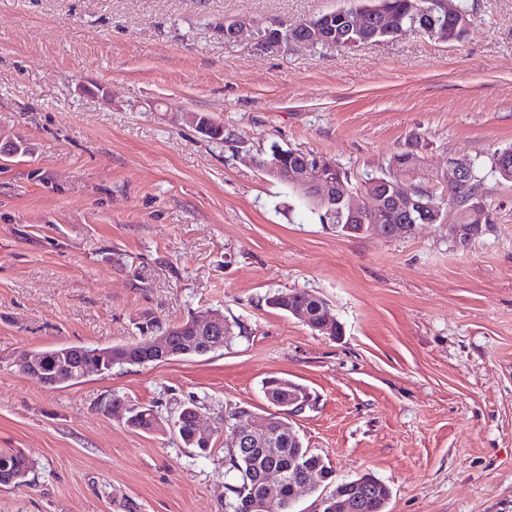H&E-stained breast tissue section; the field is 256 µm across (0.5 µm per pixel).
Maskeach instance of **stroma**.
<instances>
[{
  "mask_svg": "<svg viewBox=\"0 0 512 512\" xmlns=\"http://www.w3.org/2000/svg\"><path fill=\"white\" fill-rule=\"evenodd\" d=\"M448 43L409 32L352 48L224 39L229 19L292 25L343 0H0V453L34 464L0 512H225L210 453L107 411L196 402L269 410L264 380L315 395L292 421L335 481L370 473L388 512H512V184L468 246L443 224L348 236L254 164L271 144L351 181L418 141L442 173L512 145V0H467ZM213 117V140L186 113ZM323 298L332 338L270 307ZM220 310L242 326L202 357L114 366L47 388L27 351L135 341Z\"/></svg>",
  "mask_w": 512,
  "mask_h": 512,
  "instance_id": "1",
  "label": "stroma"
}]
</instances>
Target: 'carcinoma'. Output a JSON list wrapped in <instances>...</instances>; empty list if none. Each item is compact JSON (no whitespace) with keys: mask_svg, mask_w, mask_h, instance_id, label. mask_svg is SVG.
I'll return each mask as SVG.
<instances>
[{"mask_svg":"<svg viewBox=\"0 0 512 512\" xmlns=\"http://www.w3.org/2000/svg\"><path fill=\"white\" fill-rule=\"evenodd\" d=\"M432 0H350V6L342 8L348 12L352 9L365 8L370 5H383L393 14L396 23L403 27H409L413 22H421L427 18L423 14L424 9ZM436 38L441 41H453L458 39L454 33L453 19L443 17L437 19ZM282 154L280 162L283 167H288L299 160V157L292 156V150L283 149L277 144L270 146L269 152L262 157L264 161H272L277 154ZM505 153L512 154V147L501 149L494 153L490 170L483 173L482 163L474 162L473 175L471 180L450 187L434 176L425 173L411 181L409 188L416 191L422 184H432L435 196L445 197L448 202L456 203L463 208L472 203V198L483 195L485 181L488 176L497 180H503L498 169V159ZM386 177V174L368 175L356 187V190L364 195L375 196L385 195V188L379 184V179ZM318 219L322 224H333L339 230H344L348 220V213L339 199L329 201L317 212ZM273 308L286 315L292 311L303 309L312 314L309 324H314L319 319L316 312L322 306H327L325 300L305 290H291L278 292L270 298ZM191 319L182 320L175 324L146 325L150 331L163 329L172 336V348L175 357L182 358L183 349L189 347L194 350V355L199 356L197 351L202 345L209 343L208 334L189 328ZM45 364L41 369L47 373L81 370L90 368V372L103 375L112 372L113 360L109 358L108 348L89 346H60L54 349L40 352ZM266 387L263 394L273 390L290 396L303 403H311V393L302 384L287 377H270L264 381ZM197 408L195 402L191 401L181 405L174 416V421L179 423L176 434L187 447L197 448L202 452L209 449V446L202 443L195 436L194 431V410ZM128 426L151 432L157 428V422L161 420L153 407H131L127 409ZM255 417L269 421L271 432L270 442L273 447L259 446L248 448L244 451L238 448L226 449L224 460V479L228 492L227 512H292V506L296 501L293 496L292 484L298 476L306 470L315 473L318 483L332 481L333 470L321 455L314 453L305 447L298 434L288 435L279 430L278 420L282 414L264 412L257 413ZM275 468L282 472V481L276 489L271 490L265 484L266 472ZM33 471V463L27 456L19 451L11 453H0V485L18 486L28 482V476ZM391 491L387 485L379 481L371 474H364L354 480L341 482L329 495L321 500L322 512H387Z\"/></svg>","mask_w":512,"mask_h":512,"instance_id":"obj_1","label":"carcinoma"}]
</instances>
